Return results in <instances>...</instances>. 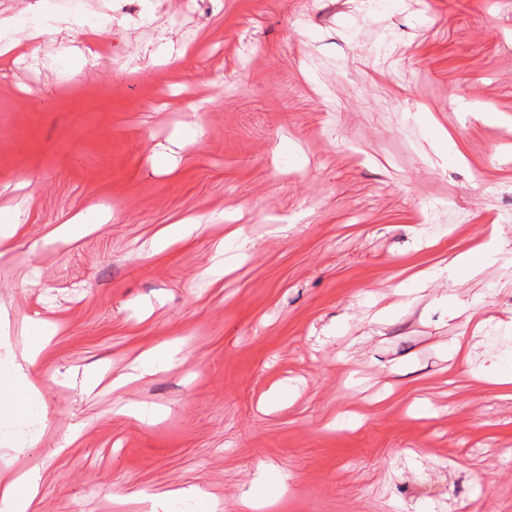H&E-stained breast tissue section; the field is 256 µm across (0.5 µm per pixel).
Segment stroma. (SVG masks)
Here are the masks:
<instances>
[{"mask_svg": "<svg viewBox=\"0 0 512 512\" xmlns=\"http://www.w3.org/2000/svg\"><path fill=\"white\" fill-rule=\"evenodd\" d=\"M22 18L57 28L0 56V208L28 214L0 258V384L27 323L57 327L38 406L0 409V472L39 467L35 512H144L128 488L240 512L260 476L285 488L257 512H512L491 383L512 374V131L453 104L512 121V0H0ZM92 204L111 220L52 240ZM224 223L252 247L212 285ZM484 243L478 275L398 295ZM163 345L171 367L113 388ZM197 229L198 224L194 223L166 225L152 242V254L189 240L196 233Z\"/></svg>", "mask_w": 512, "mask_h": 512, "instance_id": "1", "label": "stroma"}]
</instances>
